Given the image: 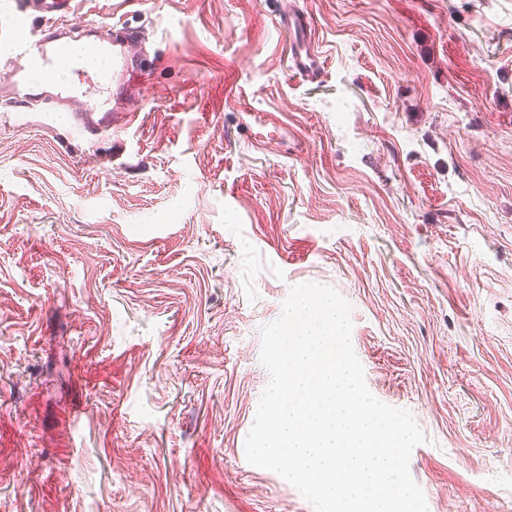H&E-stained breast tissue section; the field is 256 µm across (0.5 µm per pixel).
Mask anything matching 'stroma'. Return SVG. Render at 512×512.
Listing matches in <instances>:
<instances>
[{"label":"stroma","mask_w":512,"mask_h":512,"mask_svg":"<svg viewBox=\"0 0 512 512\" xmlns=\"http://www.w3.org/2000/svg\"><path fill=\"white\" fill-rule=\"evenodd\" d=\"M327 78L287 70L291 5ZM140 116L0 98V512H315L246 437L291 286L351 305L429 512H512V0H78ZM112 29L111 46L89 41L82 48V57L94 53L109 54L112 57V85L116 92L124 93L130 88L137 91L143 73L140 62L130 51L135 32L123 24H115ZM139 117L136 110L128 112H110L108 109H98L87 106L81 112H72L73 126L76 130L90 135L109 131L112 127L131 126Z\"/></svg>","instance_id":"obj_1"}]
</instances>
